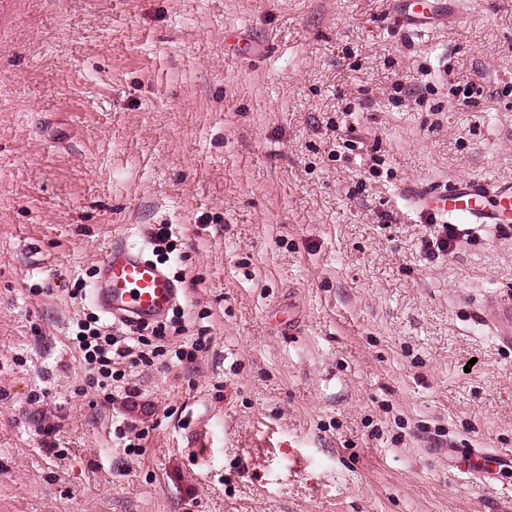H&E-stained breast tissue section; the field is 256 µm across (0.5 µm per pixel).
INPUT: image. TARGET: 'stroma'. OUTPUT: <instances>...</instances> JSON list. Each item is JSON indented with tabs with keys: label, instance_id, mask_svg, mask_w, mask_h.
Listing matches in <instances>:
<instances>
[{
	"label": "stroma",
	"instance_id": "1",
	"mask_svg": "<svg viewBox=\"0 0 512 512\" xmlns=\"http://www.w3.org/2000/svg\"><path fill=\"white\" fill-rule=\"evenodd\" d=\"M401 3L0 0V512L512 507L511 466L467 482L433 449L512 456V346L481 319L512 301V223L431 258L409 200L512 181V0L425 31ZM117 241L182 284L168 350L206 340L133 369L131 402L69 342L121 332L91 299ZM144 429L137 430V427L129 423L119 424L115 427L114 433L118 439L124 440L123 451L128 456L139 457L145 454L146 449L144 448L142 441L145 439Z\"/></svg>",
	"mask_w": 512,
	"mask_h": 512
}]
</instances>
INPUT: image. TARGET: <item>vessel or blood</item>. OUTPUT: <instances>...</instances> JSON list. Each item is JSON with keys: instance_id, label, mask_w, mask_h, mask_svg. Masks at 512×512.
<instances>
[{"instance_id": "b4317fda", "label": "vessel or blood", "mask_w": 512, "mask_h": 512, "mask_svg": "<svg viewBox=\"0 0 512 512\" xmlns=\"http://www.w3.org/2000/svg\"><path fill=\"white\" fill-rule=\"evenodd\" d=\"M443 14L441 0H406L400 21L418 28L431 25ZM411 200L422 212L442 217H460L470 224L512 222V183L488 192L484 182L462 179L446 187H424ZM180 287L166 269L145 259L127 243L110 245L98 261L93 285L97 306L109 316L150 322L164 316L175 302ZM485 321L496 326L500 342L512 345V306L500 304L488 309ZM448 459L457 476L464 480H494L505 466L503 455L489 448L448 446Z\"/></svg>"}]
</instances>
